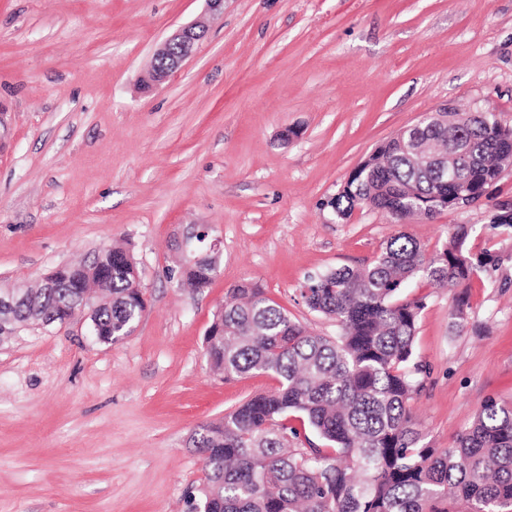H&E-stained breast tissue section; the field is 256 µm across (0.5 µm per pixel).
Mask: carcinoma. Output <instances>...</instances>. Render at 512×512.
I'll list each match as a JSON object with an SVG mask.
<instances>
[{
	"label": "carcinoma",
	"mask_w": 512,
	"mask_h": 512,
	"mask_svg": "<svg viewBox=\"0 0 512 512\" xmlns=\"http://www.w3.org/2000/svg\"><path fill=\"white\" fill-rule=\"evenodd\" d=\"M420 145L425 153L446 146L459 154V182H441L392 137L329 206L341 217L369 206L406 224L455 209L461 190L479 201L512 164V128L501 127L493 112L469 113L459 126H424ZM436 193L448 197V207L433 199ZM511 210L509 202L496 203L489 223L512 227ZM470 231L452 226L436 256L399 232L371 264L308 278L302 298L311 311L336 320L334 337L310 333L251 282L232 289L213 314L220 335L206 338V362L226 379L266 375L277 387L193 435L206 476L191 512H448L444 504L459 497L473 512H512L511 405L486 400L445 449L423 443L411 418L424 372L414 340L426 297L400 293L414 278L467 285L493 263L490 253L467 248ZM205 251L196 247L191 265L178 258L171 273L196 290L208 287ZM98 261L101 280H86L83 263L67 264L53 273L52 287L29 289L13 324L38 325L50 313L62 325L82 306L97 341L123 343L144 308L137 263L122 247L100 250ZM467 308L466 296L457 297L451 318L459 328Z\"/></svg>",
	"instance_id": "carcinoma-1"
}]
</instances>
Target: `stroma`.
Returning a JSON list of instances; mask_svg holds the SVG:
<instances>
[{
  "instance_id": "1",
  "label": "stroma",
  "mask_w": 512,
  "mask_h": 512,
  "mask_svg": "<svg viewBox=\"0 0 512 512\" xmlns=\"http://www.w3.org/2000/svg\"><path fill=\"white\" fill-rule=\"evenodd\" d=\"M192 22L207 29L195 55L141 89L156 46ZM443 105L512 127V0H224L219 16L205 0H0V283L116 245L147 298L119 345L74 324L0 341V512H188L205 477L194 432L275 386L207 366L227 291L258 284L335 335L303 301L305 279L369 264L400 231L432 255L467 224L469 248L495 257L463 331L455 289L405 291L426 298L415 428L449 448L485 400L512 405V227L487 217L512 201V166L478 203L402 226L329 205L380 144ZM192 224L221 241L200 291L170 274Z\"/></svg>"
}]
</instances>
